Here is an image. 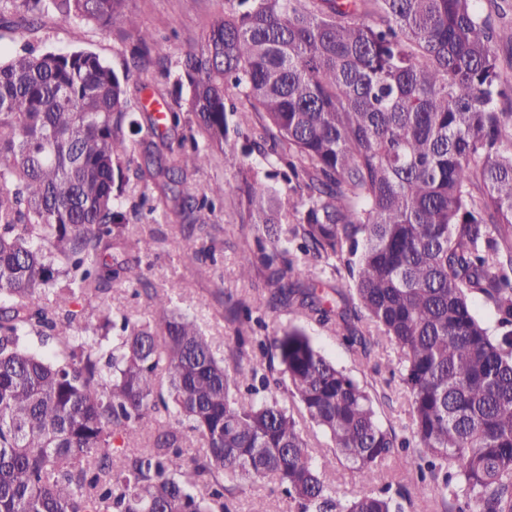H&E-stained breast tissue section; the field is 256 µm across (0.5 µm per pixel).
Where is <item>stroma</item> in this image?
<instances>
[{
  "mask_svg": "<svg viewBox=\"0 0 512 512\" xmlns=\"http://www.w3.org/2000/svg\"><path fill=\"white\" fill-rule=\"evenodd\" d=\"M127 9L166 46L167 69L153 66L149 73L154 77V94L171 96L180 60L187 51L202 44L210 23L224 13V0H127ZM26 43L41 51L88 50L121 72L130 59L133 40L123 35L117 25L104 30L93 24L64 23L47 15L33 27L23 29L12 13L0 14V58L9 59ZM195 181L202 188L216 182L223 184L224 198L214 212L205 211L197 216L198 223L210 225L211 230L205 240L206 256L194 265L182 260V253L192 240L185 220L175 213L172 202L158 186L146 187L137 180L129 181L124 192L128 204L139 203L144 195L150 198L151 207L142 210L140 223L154 231L157 241L152 251L141 257V287L114 288L109 301L113 313L127 315L135 322L146 321L151 306L145 289L166 290L180 312L197 322L210 340L214 354L224 358L234 329L225 313L224 296L232 294L234 299L258 309L267 325L266 335L291 324L303 326L329 360L367 385L376 398L375 409L382 426L398 436H409L411 406L401 381L397 350L386 346L377 369L373 370L360 364L331 326L313 322L297 310L270 309L263 274L253 272L248 280L238 276V257L254 237L249 224L242 221L245 200L239 189L237 168L226 165L223 154L214 150L209 164L196 174ZM258 498L263 499L268 512H288L278 486L269 480L244 484L236 490L233 503L237 512H251V504Z\"/></svg>",
  "mask_w": 512,
  "mask_h": 512,
  "instance_id": "1",
  "label": "stroma"
}]
</instances>
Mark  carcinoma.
Here are the masks:
<instances>
[{
    "mask_svg": "<svg viewBox=\"0 0 512 512\" xmlns=\"http://www.w3.org/2000/svg\"><path fill=\"white\" fill-rule=\"evenodd\" d=\"M23 18L52 13L134 37V58L167 54L125 12L126 0H0ZM224 0V17L181 62L177 93L227 163L245 106L262 161L285 163L291 194L241 170L242 220L256 249L239 276L266 272L269 305L336 327L365 365L379 341L400 352L412 407L420 492L446 512H512V0ZM97 54L23 49L0 62V512H233L230 489L275 479L289 512H404L402 487L379 468L410 442L379 423L366 387L337 368L305 329L245 349L260 320L231 301L227 364L197 323L154 293L152 319H123L116 344L75 333L77 300L108 301L139 283L141 253L122 200L130 176L173 184L182 212L213 210L224 187L191 180L209 162L195 138L167 162L131 166L140 94L152 81ZM179 116L161 104L154 130ZM299 223L282 228L283 214ZM330 268L331 304L291 245ZM480 297L495 326L477 317ZM377 335H372V331ZM54 342L50 354L24 340ZM251 380L249 397L237 396ZM332 447L313 454L279 383ZM165 412L142 453L132 441ZM345 464L365 491L342 500L325 473ZM158 420H160V416L156 414H152L144 419L140 429V440H138L137 443H130L126 448H121L117 453V458L131 456L144 451L146 448H143L142 446L147 444L149 438L154 433Z\"/></svg>",
    "mask_w": 512,
    "mask_h": 512,
    "instance_id": "cac0c4a2",
    "label": "carcinoma"
}]
</instances>
